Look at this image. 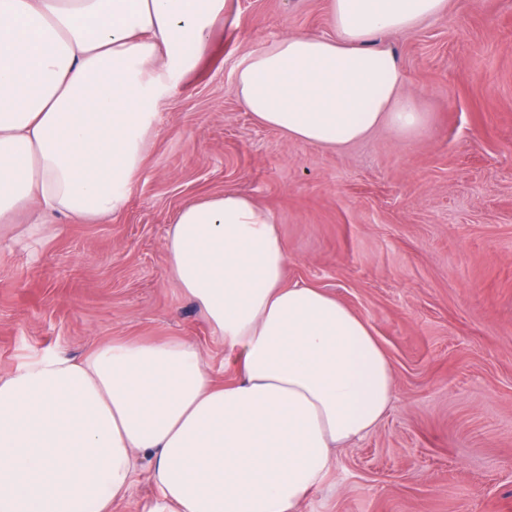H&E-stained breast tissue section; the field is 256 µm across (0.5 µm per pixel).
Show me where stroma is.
<instances>
[{
	"label": "stroma",
	"mask_w": 512,
	"mask_h": 512,
	"mask_svg": "<svg viewBox=\"0 0 512 512\" xmlns=\"http://www.w3.org/2000/svg\"><path fill=\"white\" fill-rule=\"evenodd\" d=\"M328 0H234L197 69L156 112L122 211L98 224H0V373L115 336L223 341L164 272L176 212L237 191L271 211L287 283L366 317L394 368L379 427L343 449L303 512H512V0H451L386 36L426 114L339 150L288 139L239 101L235 70Z\"/></svg>",
	"instance_id": "35a3bbf8"
}]
</instances>
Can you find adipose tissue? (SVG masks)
I'll use <instances>...</instances> for the list:
<instances>
[{"instance_id":"adipose-tissue-1","label":"adipose tissue","mask_w":512,"mask_h":512,"mask_svg":"<svg viewBox=\"0 0 512 512\" xmlns=\"http://www.w3.org/2000/svg\"><path fill=\"white\" fill-rule=\"evenodd\" d=\"M230 0H0V223L88 224L120 211L157 101L195 69ZM448 0H329L330 34L244 56V109L307 144L340 147L425 115L383 35ZM165 275L233 355L224 383L180 337H115L79 359L0 374V512H112L139 477L149 512H302L396 397L369 321L286 281L275 216L227 191L184 205Z\"/></svg>"}]
</instances>
